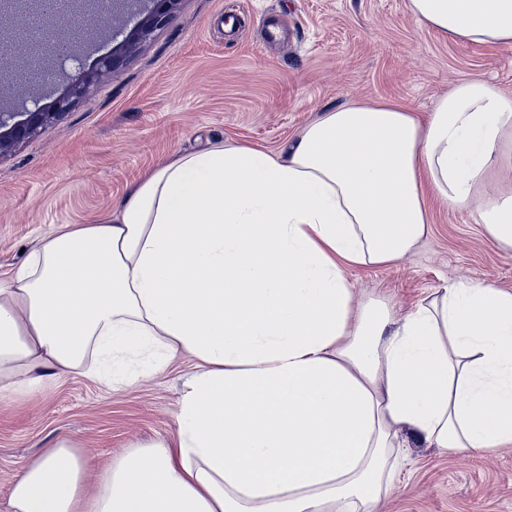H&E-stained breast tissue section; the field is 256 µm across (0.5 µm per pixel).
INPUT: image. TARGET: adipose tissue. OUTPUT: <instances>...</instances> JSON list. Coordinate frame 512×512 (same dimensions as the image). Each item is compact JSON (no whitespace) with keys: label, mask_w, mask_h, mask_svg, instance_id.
I'll return each mask as SVG.
<instances>
[{"label":"adipose tissue","mask_w":512,"mask_h":512,"mask_svg":"<svg viewBox=\"0 0 512 512\" xmlns=\"http://www.w3.org/2000/svg\"><path fill=\"white\" fill-rule=\"evenodd\" d=\"M458 43H512V0H408ZM512 95L459 82L420 120L348 100L274 151L178 153L116 215L67 224L0 281V399L86 359L185 353L171 436L104 467L57 441L4 512H377L405 435L512 446V293L458 281L403 318L345 270L400 261L427 201L512 249Z\"/></svg>","instance_id":"obj_1"}]
</instances>
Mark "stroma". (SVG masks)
Segmentation results:
<instances>
[{
  "instance_id": "1",
  "label": "stroma",
  "mask_w": 512,
  "mask_h": 512,
  "mask_svg": "<svg viewBox=\"0 0 512 512\" xmlns=\"http://www.w3.org/2000/svg\"><path fill=\"white\" fill-rule=\"evenodd\" d=\"M284 31L266 39L267 26ZM97 51L112 44L97 31ZM52 58L64 76L44 87L21 62L0 77L6 110L52 105L93 68ZM492 78L512 94V45L441 39L406 0H180L169 22L65 117L0 157V279L66 224L111 216L132 184L179 152L209 144L276 149L320 110L353 98L398 103L427 116L459 81ZM360 300L397 316L438 289L479 281L512 292V250L469 214L430 205L428 232L401 261L347 269ZM195 361L179 356L114 390L82 373L22 400H0V501L24 467L68 438L98 463L170 436ZM380 512H512V447L453 454L410 439Z\"/></svg>"
}]
</instances>
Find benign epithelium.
Here are the masks:
<instances>
[{"instance_id": "benign-epithelium-1", "label": "benign epithelium", "mask_w": 512, "mask_h": 512, "mask_svg": "<svg viewBox=\"0 0 512 512\" xmlns=\"http://www.w3.org/2000/svg\"><path fill=\"white\" fill-rule=\"evenodd\" d=\"M130 2L132 0H112V15L117 17V20L112 22V33H119L124 39L120 46L98 59L96 67L89 72L83 82L71 87L69 92L48 110L41 108L35 100L33 108L27 112H0V156L59 121L94 83L119 70L139 44L167 24L180 0H137L139 7L132 15L129 14ZM38 3L44 5L42 14L45 23L41 38L48 42L56 39L60 28L81 26L98 11L94 0H70L69 6L63 11L45 6L46 0H38ZM24 45L26 42L17 39L15 32L4 29L0 31L1 70H6L10 65V50Z\"/></svg>"}]
</instances>
